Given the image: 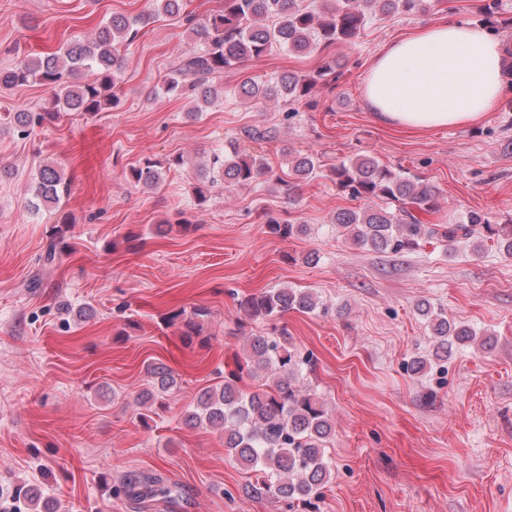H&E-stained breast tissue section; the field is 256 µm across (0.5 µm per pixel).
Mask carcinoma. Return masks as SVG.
<instances>
[{"mask_svg": "<svg viewBox=\"0 0 512 512\" xmlns=\"http://www.w3.org/2000/svg\"><path fill=\"white\" fill-rule=\"evenodd\" d=\"M433 0H224V6L203 18L185 14L199 49L171 65L162 93L211 104L217 98L213 80L224 72L241 69L275 48L296 55L318 53L321 63L308 73L288 72L275 87L248 78L238 94L255 103L280 99L287 105L309 104L317 88L330 87L339 78L342 64L328 50L354 43L377 14L425 12ZM137 21L114 15L88 38H78L43 56L24 57L13 67L0 70V89L30 83L51 88L53 106L9 114L10 124L22 134L57 120L60 112L95 115L117 104V87L122 69L121 48L138 38ZM92 80L74 81L80 72ZM289 175L296 182L317 177L318 160L308 153L289 155ZM270 173L264 158L235 145L230 152H215L196 187L199 202L212 189L249 187ZM336 187L364 206L337 210L331 218L335 229L355 245L388 254H401L419 247L425 236L444 241L474 239V249L484 239L498 244L512 256V224H493L475 210L456 224L430 227L420 218L440 208V189L403 171L395 172L370 154H357L330 169ZM129 178L137 185L155 187L161 179L151 160L133 166ZM68 183L57 165H42L33 181L28 206L36 210L55 207L68 193ZM269 232L290 239L308 232L306 224H291L268 216ZM246 317L271 325L270 331L245 339L237 368L224 380L204 388L183 414L187 424L206 426L224 436V448L232 459L257 473L248 490L252 496L309 503L319 498L331 480L332 463L327 448L335 438V423L308 381L313 365L309 357L291 347L285 329L277 327L285 313L298 310L314 313L323 303L310 290L274 288L251 295L239 303ZM434 337L433 359L446 360L453 344L468 345L476 332L434 310L427 301L416 305ZM206 311L199 308L188 317L176 312L168 322H182L183 335H199ZM153 388L138 397L146 405L174 386V376L163 365L148 369ZM263 380L248 391L241 386L242 374ZM127 496L171 498L176 488L149 475L130 478L117 489Z\"/></svg>", "mask_w": 512, "mask_h": 512, "instance_id": "carcinoma-1", "label": "carcinoma"}]
</instances>
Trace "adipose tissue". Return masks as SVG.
<instances>
[{
  "label": "adipose tissue",
  "instance_id": "adipose-tissue-1",
  "mask_svg": "<svg viewBox=\"0 0 512 512\" xmlns=\"http://www.w3.org/2000/svg\"><path fill=\"white\" fill-rule=\"evenodd\" d=\"M511 73L502 38L481 24L439 19L388 43L362 94L379 122L401 131L462 127L496 109Z\"/></svg>",
  "mask_w": 512,
  "mask_h": 512
}]
</instances>
